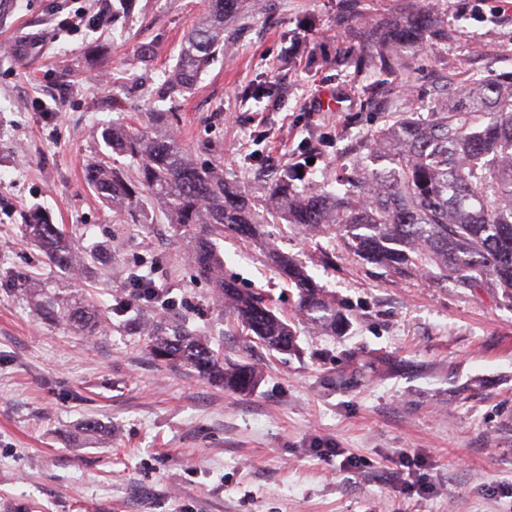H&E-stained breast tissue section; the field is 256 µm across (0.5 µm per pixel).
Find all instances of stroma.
I'll list each match as a JSON object with an SVG mask.
<instances>
[{"mask_svg":"<svg viewBox=\"0 0 512 512\" xmlns=\"http://www.w3.org/2000/svg\"><path fill=\"white\" fill-rule=\"evenodd\" d=\"M87 0H0V512H512V303L436 268L400 276L349 252L333 227L265 224L225 232L224 276L267 297L297 336L277 352L249 336L197 277L161 218L117 213L85 180L104 127H144L156 107L200 166L223 164L252 199L310 162L309 184L388 160L372 134L424 118L442 86L512 73V0H244L232 50L172 91L166 80L204 0H135L99 25L71 26ZM448 30L370 60L417 10ZM112 263L66 279L24 237L29 209ZM302 263L349 318L331 336L302 317L272 260ZM151 275L163 314L207 334L225 362L260 372L248 396L154 362L137 326L131 274ZM30 277L111 307L115 331L81 336L22 300ZM111 429L88 433L87 421ZM359 464L340 469L333 449Z\"/></svg>","mask_w":512,"mask_h":512,"instance_id":"35a3bbf8","label":"stroma"}]
</instances>
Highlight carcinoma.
<instances>
[{
  "mask_svg": "<svg viewBox=\"0 0 512 512\" xmlns=\"http://www.w3.org/2000/svg\"><path fill=\"white\" fill-rule=\"evenodd\" d=\"M240 2L209 0L206 13L190 24L178 49L172 87L191 88L214 58L227 52L226 21ZM428 34L439 40L449 37L435 29L433 16L422 9L395 28L389 41L423 48ZM475 116L489 120L477 126ZM171 121L170 113L153 112L143 129L103 128L101 138L112 155L90 163L86 180L115 210L146 206L161 211L188 239L195 272L212 284L216 301L267 348L292 350L295 333L261 298L224 279L215 240L226 228L252 240L256 225L272 220L307 229L332 224L368 263L398 274L434 266L441 278H453L459 288H499L512 302V83L476 78L431 108L428 118L402 119L374 143L377 151L388 139L397 144L387 153L390 170L353 166L342 197L315 187L298 191L294 186L305 182L307 169H286L267 187L262 214L253 209L245 186L224 179L223 167L195 166L175 136L157 133ZM126 156L136 163L132 172L119 161ZM22 231L67 275L92 273L103 258V247L74 245L66 226L52 223L40 210L29 213ZM274 262L297 290L304 317L332 333L349 325L336 301L301 264L278 253ZM132 284L145 306L160 300L152 278L135 275ZM20 291L46 317L89 336L111 332L112 313L119 311L50 292L40 281H26ZM142 330L158 362L186 367L241 395L252 393L259 382L253 368L224 363L207 338L176 323L150 316Z\"/></svg>",
  "mask_w": 512,
  "mask_h": 512,
  "instance_id": "cac0c4a2",
  "label": "carcinoma"
}]
</instances>
